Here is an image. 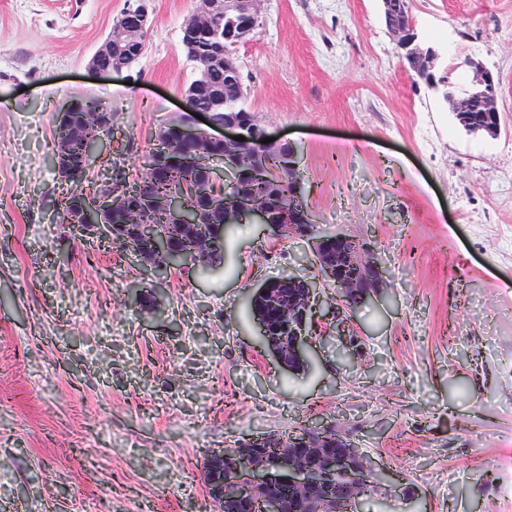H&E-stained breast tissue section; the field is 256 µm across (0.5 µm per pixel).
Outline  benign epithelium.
Returning a JSON list of instances; mask_svg holds the SVG:
<instances>
[{
	"mask_svg": "<svg viewBox=\"0 0 512 512\" xmlns=\"http://www.w3.org/2000/svg\"><path fill=\"white\" fill-rule=\"evenodd\" d=\"M150 0H134L126 8V16L134 25L123 24L112 29L98 50L89 60V69L96 74H121L130 71L127 63L139 59L144 51L143 38L152 23ZM387 30L393 36L396 48L403 57L417 60L419 69L434 76L440 53L432 44L419 38L413 23L400 25L393 21L405 11V0H381ZM259 24L258 0H201L198 12L181 26L180 41L193 46L210 38L223 44V49L211 55V65L224 69L234 81L243 75L237 63L236 51L249 42ZM463 66L470 75V90L457 91L454 85L441 77L436 84L444 88L443 96L453 112L458 125L469 134L495 138L501 132L498 107V79L482 63L467 57ZM192 117L174 128L176 135L186 142L204 141L219 148L207 159L200 205L190 208L179 198L170 197L165 202L169 213L168 224H147L144 235L149 238L152 250L168 258V269L180 265L184 258L181 251L186 238L194 235L201 224L202 210L210 207L224 212L225 222L237 224L247 218L263 224L270 236L277 239L282 230L288 229L292 237L311 242L315 274L290 271L280 275L288 281V302L281 309L293 317L288 323V344L266 341L269 336L267 315L256 317L261 341L276 361L283 367L293 362L305 361L311 347L309 330L320 303L324 280L336 283L343 293L363 303L370 294L385 287V269L377 251L370 242L351 235L336 233H311L309 225L316 223L313 211L293 202L285 208L277 221L257 198H247L228 193L224 187H233L244 170L229 158L240 142L239 137L256 134L259 140L271 142L265 147L285 155L287 165L297 168V145L283 138H274L267 126L253 113H243L218 123L211 113L195 106V93L182 92ZM206 120L205 127L196 126L193 114ZM112 212V194L88 192L82 202L78 218L71 228L78 234L98 229L100 237L112 239V225L102 222V216ZM267 436H255L236 444L239 465L233 475L210 482L211 497L219 505L232 499L243 507V512H306V505L318 500L322 512H355L353 505L367 491L366 472L368 459L341 433H333L328 426H314L294 433L288 439H278L269 444ZM338 473L348 474V483L335 487ZM284 485L290 497L283 499L268 492L271 486Z\"/></svg>",
	"mask_w": 512,
	"mask_h": 512,
	"instance_id": "1",
	"label": "benign epithelium"
}]
</instances>
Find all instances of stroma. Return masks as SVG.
Wrapping results in <instances>:
<instances>
[{
	"mask_svg": "<svg viewBox=\"0 0 512 512\" xmlns=\"http://www.w3.org/2000/svg\"><path fill=\"white\" fill-rule=\"evenodd\" d=\"M128 3L0 0V512H214L207 454L321 422L373 465L358 512H512V0H410L439 74L471 56L499 76L494 139L408 70L380 0H260L237 51L251 109L297 144L321 229L375 241L386 270L297 372L248 304L311 273L306 242L246 221L223 268L156 282L61 222L63 105L111 106V156L134 173L185 111L199 0H152L130 75L90 72Z\"/></svg>",
	"mask_w": 512,
	"mask_h": 512,
	"instance_id": "obj_1",
	"label": "stroma"
}]
</instances>
